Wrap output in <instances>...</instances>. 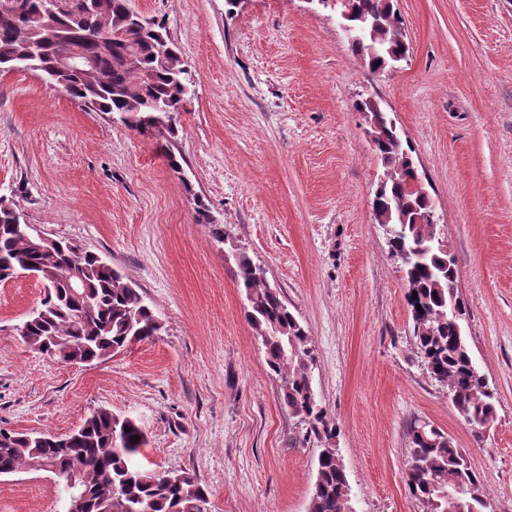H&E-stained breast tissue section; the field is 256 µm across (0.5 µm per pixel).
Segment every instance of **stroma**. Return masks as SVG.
Returning a JSON list of instances; mask_svg holds the SVG:
<instances>
[{"mask_svg": "<svg viewBox=\"0 0 512 512\" xmlns=\"http://www.w3.org/2000/svg\"><path fill=\"white\" fill-rule=\"evenodd\" d=\"M394 5L410 51L373 72L338 13L309 0H130L188 69L171 137L90 111L37 72H0V195L112 264L161 322L69 365L17 333L42 283L0 282V428L63 435L105 408L142 429L139 465L194 474L209 512H308L323 443L282 403L217 223L309 332L352 512H426L405 478L423 422L461 448L495 512H512V0ZM368 99L410 146L459 268L462 325L497 397L479 438L416 356L373 216L384 167L358 110ZM200 203L212 224L196 223ZM0 512H63L56 476H0Z\"/></svg>", "mask_w": 512, "mask_h": 512, "instance_id": "stroma-1", "label": "stroma"}]
</instances>
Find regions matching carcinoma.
Masks as SVG:
<instances>
[{
    "label": "carcinoma",
    "instance_id": "1",
    "mask_svg": "<svg viewBox=\"0 0 512 512\" xmlns=\"http://www.w3.org/2000/svg\"><path fill=\"white\" fill-rule=\"evenodd\" d=\"M47 3L15 0V6L5 7L0 0V71H36L82 106L116 115L131 130L174 135L190 89L180 54L164 59L157 54L160 40L174 45L165 27L147 20L136 24L128 0H108L105 9L97 0H83L76 7L58 0L51 12ZM333 10L350 14L351 46L370 70H383L393 57L408 52L394 0H334ZM105 35L112 41L101 43ZM73 46L90 54L93 66L59 70V57ZM363 105L378 113L374 151L385 168L373 202L374 219L395 226L389 251L405 257L401 266L417 357L448 387L459 416L478 437V429L496 419V397L476 368L463 333L466 309L458 293V266L436 243V225L421 221L431 210V195L407 191L417 167L397 128L377 102L366 100ZM18 214L13 201L0 196V273L7 279L18 271L34 272L47 290L40 313L27 325L28 345L65 363L95 361L160 331L140 289L75 242L64 239L61 247L47 251L39 240L21 238L15 229ZM77 258L85 267L82 288L70 287L59 276ZM235 262L249 302L247 319L261 338L270 370L280 379L284 405L304 421H322L309 375L308 332L246 252ZM115 431L123 438L120 448L112 447ZM144 444L133 419L120 420L108 409L94 411L64 437L0 430V475L52 466L61 473L64 501L67 482L76 477L85 492L84 512H143L145 507L151 512H207V492L193 474L157 472L137 464ZM406 479L416 499L436 502L432 512H486L481 480L463 452L430 425L411 429ZM457 483L477 487L479 495L448 496V488ZM349 494L336 449L322 448L308 512H351Z\"/></svg>",
    "mask_w": 512,
    "mask_h": 512
}]
</instances>
